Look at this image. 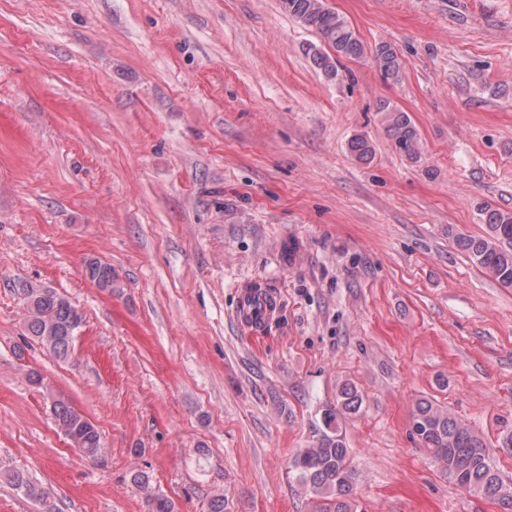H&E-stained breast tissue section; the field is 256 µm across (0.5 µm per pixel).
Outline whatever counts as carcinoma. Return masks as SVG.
<instances>
[{
  "label": "carcinoma",
  "instance_id": "cac0c4a2",
  "mask_svg": "<svg viewBox=\"0 0 512 512\" xmlns=\"http://www.w3.org/2000/svg\"><path fill=\"white\" fill-rule=\"evenodd\" d=\"M282 5L302 25L314 29L329 50H314L312 59L323 73L338 75V58H360L367 48L344 16L327 7L325 0H281ZM373 58L385 79L398 81L403 63L388 44L375 46ZM385 131L396 151L412 162L420 161L422 146L418 129L410 115L389 103L379 107ZM350 152L360 161L372 157L369 140L360 135L349 143ZM487 226L481 237L458 236L456 246L477 267L500 285L512 288V213L486 203L478 205ZM85 274L98 288L112 286V265L97 258L85 260ZM27 317L25 330L33 340L56 359L70 356L75 326L84 321L82 312L71 300L49 288L23 289ZM363 396L351 383L341 385L336 408L322 413V425L314 427V441L291 459L288 474L310 496L313 512H357L354 499V473L340 421L358 412ZM51 411L60 431L86 449L95 459L104 452L101 434L88 418L68 401L56 399ZM411 431L422 447L442 465L449 482L462 490L498 502L504 512H512V482L503 480L491 463L487 445L447 408L428 399L418 401L410 415ZM5 478L25 496L44 497V489L22 470L5 473ZM132 481L144 495L146 512H174V503L155 491L152 477L144 470L132 474Z\"/></svg>",
  "mask_w": 512,
  "mask_h": 512
}]
</instances>
